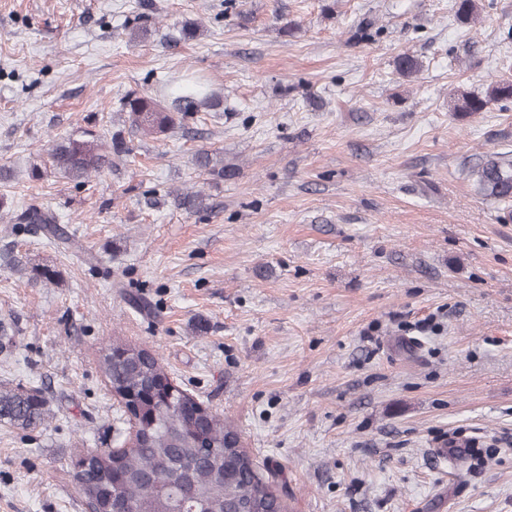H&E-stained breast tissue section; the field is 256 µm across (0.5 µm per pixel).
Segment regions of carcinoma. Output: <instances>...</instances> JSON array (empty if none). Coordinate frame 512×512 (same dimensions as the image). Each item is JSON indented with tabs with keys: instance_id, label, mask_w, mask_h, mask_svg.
I'll return each mask as SVG.
<instances>
[{
	"instance_id": "cac0c4a2",
	"label": "carcinoma",
	"mask_w": 512,
	"mask_h": 512,
	"mask_svg": "<svg viewBox=\"0 0 512 512\" xmlns=\"http://www.w3.org/2000/svg\"><path fill=\"white\" fill-rule=\"evenodd\" d=\"M455 6L460 22L476 21L478 0H456ZM509 98L512 79L502 78L492 82L483 97L461 93L454 110L471 116L492 102ZM223 103L220 94L206 82L173 80L161 91L126 94L120 111L125 113L129 135L162 136L195 113L216 109ZM127 152L122 133L107 143L87 130L78 138L56 141L48 152V163L54 172L81 180L112 169ZM473 174L483 196L504 203L512 201V161L486 155ZM10 221L42 225L49 241L69 240L48 209L14 212ZM120 349L127 356L109 352L101 360L102 371L118 401L149 388L158 378L168 379L152 352L144 353L130 345L113 347L115 351ZM189 403V397L181 392L171 399L159 395L142 408L133 446L118 453L105 449L80 456L86 465L77 477L95 508L107 512L109 506L115 510L133 502L137 512H287L275 474L255 464L233 426L203 405L200 418L205 421L207 441H202L193 413L187 410ZM44 415L45 400L37 392L0 390V422L31 427L42 423Z\"/></svg>"
}]
</instances>
